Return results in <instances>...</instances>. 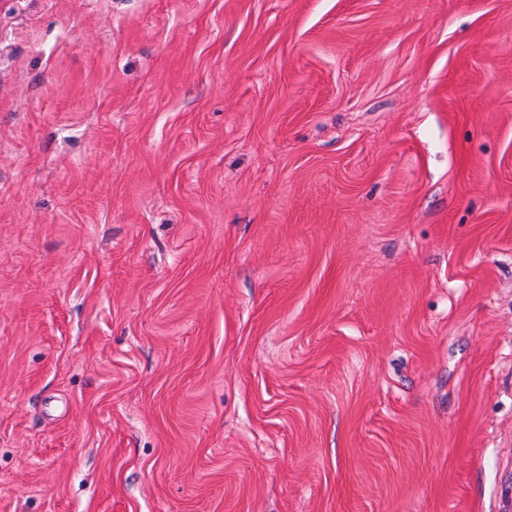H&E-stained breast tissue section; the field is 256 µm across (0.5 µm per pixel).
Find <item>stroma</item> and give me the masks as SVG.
<instances>
[{
  "instance_id": "stroma-1",
  "label": "stroma",
  "mask_w": 512,
  "mask_h": 512,
  "mask_svg": "<svg viewBox=\"0 0 512 512\" xmlns=\"http://www.w3.org/2000/svg\"><path fill=\"white\" fill-rule=\"evenodd\" d=\"M0 512H512V0H0Z\"/></svg>"
}]
</instances>
